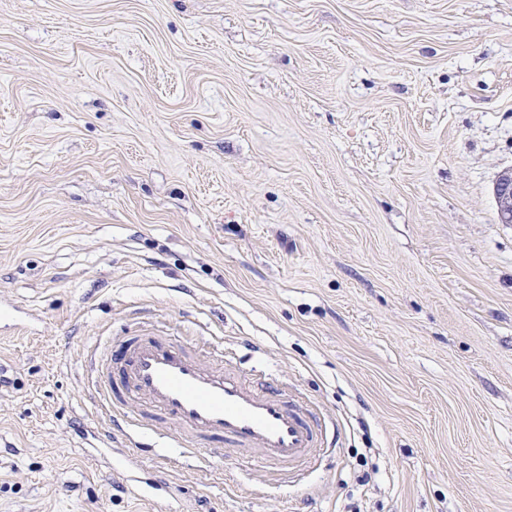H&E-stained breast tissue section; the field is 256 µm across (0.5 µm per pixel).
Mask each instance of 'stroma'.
<instances>
[{"label":"stroma","mask_w":512,"mask_h":512,"mask_svg":"<svg viewBox=\"0 0 512 512\" xmlns=\"http://www.w3.org/2000/svg\"><path fill=\"white\" fill-rule=\"evenodd\" d=\"M511 169L512 0H0V512H512ZM139 321L296 385L316 469L108 473ZM495 195L503 224H512V173L504 172L496 182Z\"/></svg>","instance_id":"1"}]
</instances>
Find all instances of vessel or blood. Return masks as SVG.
<instances>
[{
    "label": "vessel or blood",
    "mask_w": 512,
    "mask_h": 512,
    "mask_svg": "<svg viewBox=\"0 0 512 512\" xmlns=\"http://www.w3.org/2000/svg\"><path fill=\"white\" fill-rule=\"evenodd\" d=\"M89 370L100 415L129 448L148 429L200 464L202 445L217 442L225 451L296 472L313 464L324 439L318 414L285 387L253 383L237 366L207 361L196 347L168 336L144 332L92 349ZM133 399L154 409L153 422L128 412ZM168 421L176 431L165 430Z\"/></svg>",
    "instance_id": "1"
}]
</instances>
